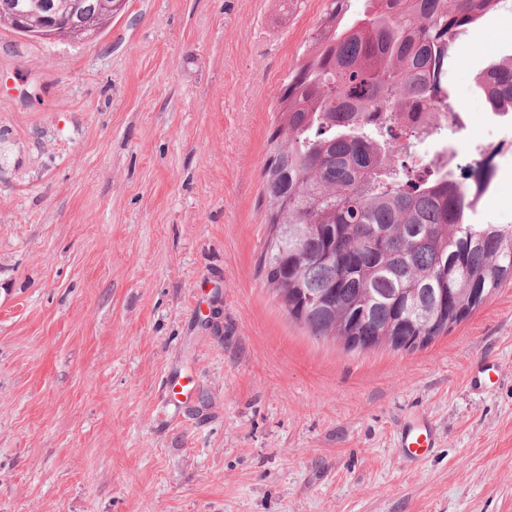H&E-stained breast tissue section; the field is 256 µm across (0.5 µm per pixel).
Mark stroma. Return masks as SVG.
Masks as SVG:
<instances>
[{
  "instance_id": "35a3bbf8",
  "label": "stroma",
  "mask_w": 512,
  "mask_h": 512,
  "mask_svg": "<svg viewBox=\"0 0 512 512\" xmlns=\"http://www.w3.org/2000/svg\"><path fill=\"white\" fill-rule=\"evenodd\" d=\"M327 2L0 27V512H512V283L424 349L351 354L259 271L278 92ZM459 42L450 141L502 129L470 221L512 224V119L475 82L512 58V5ZM416 413L420 463L397 448ZM437 429L423 414H415L403 424L398 436L399 451L411 462H418L429 448H434Z\"/></svg>"
}]
</instances>
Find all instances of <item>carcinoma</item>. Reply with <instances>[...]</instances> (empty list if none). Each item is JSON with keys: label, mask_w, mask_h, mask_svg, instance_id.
<instances>
[{"label": "carcinoma", "mask_w": 512, "mask_h": 512, "mask_svg": "<svg viewBox=\"0 0 512 512\" xmlns=\"http://www.w3.org/2000/svg\"><path fill=\"white\" fill-rule=\"evenodd\" d=\"M36 0H0V24L25 12L37 30ZM84 13L112 18L107 0H81ZM330 0L299 65L288 74L262 172L267 241L258 267L288 316L316 338L347 325L369 344L402 331L420 312H453L464 288L492 295L512 280V225L471 224L491 163L455 173L417 162L416 132L392 113L448 111L445 64L460 32L501 0ZM496 112L512 110V60L477 79ZM283 224H311L299 242Z\"/></svg>", "instance_id": "cac0c4a2"}]
</instances>
